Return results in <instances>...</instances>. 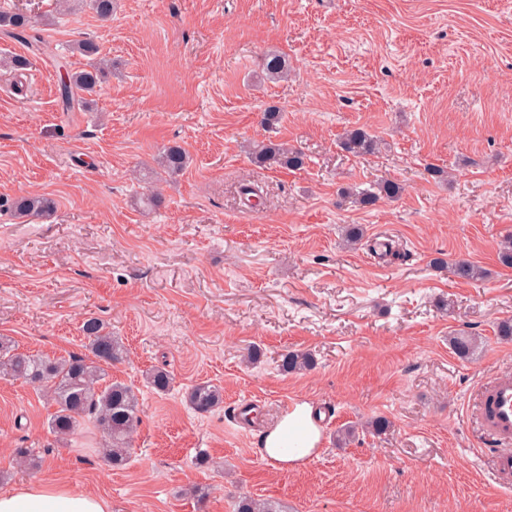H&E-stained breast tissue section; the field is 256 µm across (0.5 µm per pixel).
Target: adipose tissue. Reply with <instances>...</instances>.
Masks as SVG:
<instances>
[{
	"label": "adipose tissue",
	"mask_w": 512,
	"mask_h": 512,
	"mask_svg": "<svg viewBox=\"0 0 512 512\" xmlns=\"http://www.w3.org/2000/svg\"><path fill=\"white\" fill-rule=\"evenodd\" d=\"M320 437L311 407L300 403L265 435L262 453L274 466L285 467L298 461L300 452L317 448ZM0 512H109V505L66 485L29 481L0 491Z\"/></svg>",
	"instance_id": "obj_1"
}]
</instances>
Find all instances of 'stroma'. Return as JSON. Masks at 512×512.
Wrapping results in <instances>:
<instances>
[{
    "label": "stroma",
    "instance_id": "1",
    "mask_svg": "<svg viewBox=\"0 0 512 512\" xmlns=\"http://www.w3.org/2000/svg\"><path fill=\"white\" fill-rule=\"evenodd\" d=\"M31 17L39 53L0 32V199L44 194L55 212L31 222L0 207V336L18 352L86 354L91 316L122 339L108 374L135 388L141 423L119 469L90 424L60 438L55 407L23 380L0 379V490L58 481L97 494L111 512H235L241 498L282 512H512V477L497 475L472 398L512 372V0H117L100 19L88 0L56 14L49 0H0ZM93 38L112 73L65 108L61 70ZM290 75L271 82L265 62ZM279 106L274 134L260 124ZM381 152L352 156L344 129ZM302 150L299 170L252 162L266 137ZM190 161L165 182L166 147ZM451 172L438 178L437 170ZM380 179L394 200L341 197ZM262 190L259 208L240 194ZM158 190L162 204L139 207ZM360 224L366 244L341 245ZM386 237L398 256L372 251ZM488 270L461 282L436 258ZM475 336L467 359L449 345ZM259 347V362L244 356ZM310 370L286 374L282 354ZM154 368L174 381L160 393ZM207 381L221 407L196 413L186 394ZM299 402L321 439L294 467L264 458L265 431ZM391 421L383 434L369 423ZM352 425L347 444L337 432ZM41 465L19 469L16 451ZM340 147L354 156L371 155L379 151L381 141L363 128H353L343 133Z\"/></svg>",
    "mask_w": 512,
    "mask_h": 512
}]
</instances>
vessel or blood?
<instances>
[{
    "label": "vessel or blood",
    "instance_id": "vessel-or-blood-1",
    "mask_svg": "<svg viewBox=\"0 0 512 512\" xmlns=\"http://www.w3.org/2000/svg\"><path fill=\"white\" fill-rule=\"evenodd\" d=\"M476 424L494 445V465L499 474L512 475V376L491 380L478 393Z\"/></svg>",
    "mask_w": 512,
    "mask_h": 512
}]
</instances>
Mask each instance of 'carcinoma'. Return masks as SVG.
<instances>
[{
  "label": "carcinoma",
  "instance_id": "1",
  "mask_svg": "<svg viewBox=\"0 0 512 512\" xmlns=\"http://www.w3.org/2000/svg\"><path fill=\"white\" fill-rule=\"evenodd\" d=\"M0 27L8 29L13 38L27 40L33 30L31 19L21 13L0 12ZM73 50L87 58L84 68L70 71L61 79V94L66 106L74 105L80 92L91 94L105 77V61L99 58V46L91 38L77 41ZM267 78L278 81L288 77V62L284 56L273 54L266 63ZM283 120V112L277 106H269L261 114V124L275 129ZM340 147L354 155H371L379 151L381 141L363 128L345 131ZM254 163L264 167L301 169L306 155L285 142L265 139L253 143L250 148ZM161 178L182 171L187 164L186 151L180 146H170L163 151L159 161ZM402 192L399 183L384 179L370 188L345 189L343 194L352 196L363 207H371L382 199H395ZM8 209L18 219L26 221L41 218L55 209L53 199L40 194H28L8 202ZM455 279L463 282L477 281L485 271L465 259L451 263ZM82 332L88 340L90 356L50 359L16 352L13 343L0 336V376L22 379L45 392L55 404L50 427L56 434L67 435L83 422H89L102 433V451L105 460L115 467L122 466L129 457L131 437L141 422L139 399L135 390L119 381L106 382V368L124 358V347L112 336L105 324L96 317H89L82 324ZM454 352L467 358L474 351L475 339L471 336L451 338ZM314 362L310 354L288 351L282 355L281 368L288 373L309 370ZM147 384L159 392H166L172 384L171 374L164 368H156L146 375ZM187 402L200 414L209 413L223 403L221 389L208 382L193 386L187 393ZM237 512H279L275 504L267 500L242 499Z\"/></svg>",
  "mask_w": 512,
  "mask_h": 512
}]
</instances>
